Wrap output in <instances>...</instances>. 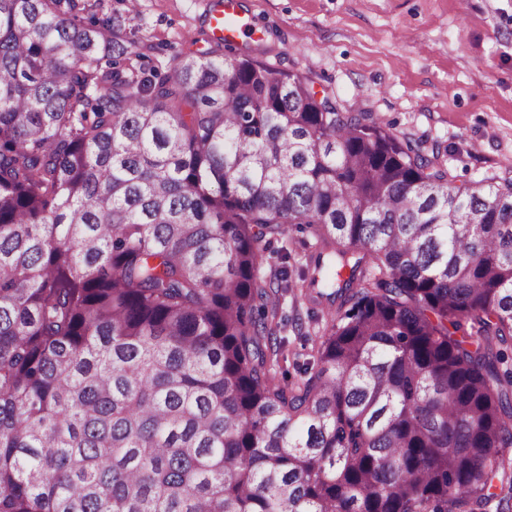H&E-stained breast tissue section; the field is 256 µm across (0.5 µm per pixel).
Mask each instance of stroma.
Wrapping results in <instances>:
<instances>
[{"mask_svg": "<svg viewBox=\"0 0 512 512\" xmlns=\"http://www.w3.org/2000/svg\"><path fill=\"white\" fill-rule=\"evenodd\" d=\"M214 0H99L97 17L119 18L145 49L131 58L158 76L177 57L210 49ZM252 30L236 56L302 75L349 111L373 113L385 129L439 147L455 184L512 180V0H239ZM314 239L272 241L269 264L298 277ZM283 353L272 371L298 381L326 331L307 301L280 296Z\"/></svg>", "mask_w": 512, "mask_h": 512, "instance_id": "35a3bbf8", "label": "stroma"}]
</instances>
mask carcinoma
Returning <instances> with one entry per match:
<instances>
[{
  "instance_id": "obj_1",
  "label": "carcinoma",
  "mask_w": 512,
  "mask_h": 512,
  "mask_svg": "<svg viewBox=\"0 0 512 512\" xmlns=\"http://www.w3.org/2000/svg\"><path fill=\"white\" fill-rule=\"evenodd\" d=\"M94 8L0 0V512H512V182L221 39L132 70ZM306 239L303 243L302 240ZM315 249V241L305 234L295 231L288 232L285 237L273 240L268 250L265 252L267 262L273 266L280 265L282 256H288L286 265L291 275L292 284L298 281V275L305 268L307 256ZM274 307L278 311L276 321H280V316L283 319L282 324H279L277 335L284 339V343L283 354L278 363L272 367V373L281 382H295L302 376L299 368L303 363L312 360V355L315 353L313 347L326 332V318L320 307H314L306 300L295 299L290 292L280 296ZM295 308L303 318L301 332L288 320L295 314ZM307 312H315L316 316L313 319L308 318Z\"/></svg>"
}]
</instances>
